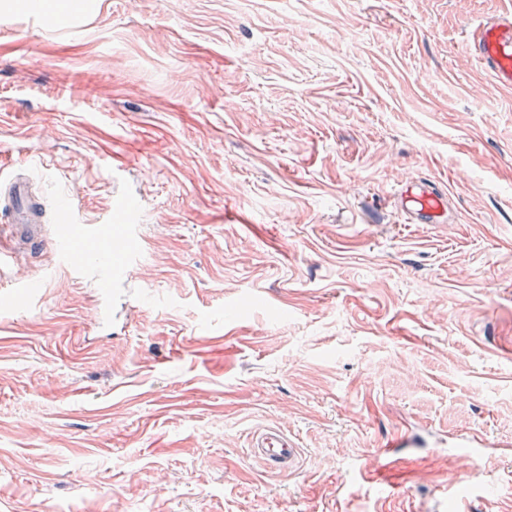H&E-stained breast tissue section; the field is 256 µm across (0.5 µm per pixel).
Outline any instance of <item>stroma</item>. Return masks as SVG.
Returning <instances> with one entry per match:
<instances>
[{
    "label": "stroma",
    "mask_w": 512,
    "mask_h": 512,
    "mask_svg": "<svg viewBox=\"0 0 512 512\" xmlns=\"http://www.w3.org/2000/svg\"><path fill=\"white\" fill-rule=\"evenodd\" d=\"M509 8L0 16V173L29 170L53 240L0 265V512H378L388 484L389 512H512V91L462 46ZM418 176L454 223L388 207ZM128 221L107 299L55 241ZM264 426L295 469L251 455ZM252 455L271 469L296 466L299 448L295 440L279 427L267 426L255 431L250 443Z\"/></svg>",
    "instance_id": "35a3bbf8"
}]
</instances>
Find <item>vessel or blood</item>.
<instances>
[{"label":"vessel or blood","mask_w":512,"mask_h":512,"mask_svg":"<svg viewBox=\"0 0 512 512\" xmlns=\"http://www.w3.org/2000/svg\"><path fill=\"white\" fill-rule=\"evenodd\" d=\"M465 49L499 88L512 89V9L482 17L466 29ZM29 175L12 172L0 179V194L6 195L7 220L0 225V238L13 249L38 255L48 239L43 231L46 203L31 191ZM390 204L410 224H447L454 213L446 185L430 177H414L390 195ZM252 455L272 469L296 466L299 448L281 428L267 426L255 431L250 443Z\"/></svg>","instance_id":"vessel-or-blood-1"}]
</instances>
